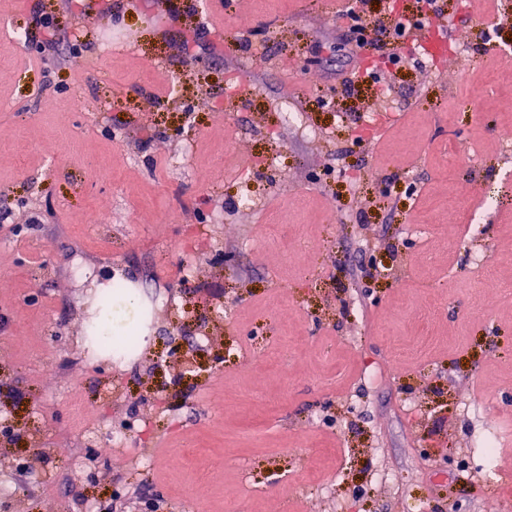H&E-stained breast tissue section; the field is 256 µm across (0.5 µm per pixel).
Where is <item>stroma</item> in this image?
Returning <instances> with one entry per match:
<instances>
[{
  "label": "stroma",
  "instance_id": "stroma-1",
  "mask_svg": "<svg viewBox=\"0 0 512 512\" xmlns=\"http://www.w3.org/2000/svg\"><path fill=\"white\" fill-rule=\"evenodd\" d=\"M8 2L26 40L0 32V211L20 229L0 232V512H110L131 487L142 512L198 496L206 512H502L512 155L494 130L512 123V0L430 15L468 50V80L417 30L403 63L370 52L386 86L351 95L338 85L359 55L334 0ZM463 143L480 158L449 173ZM490 183L504 205L471 238L493 252L478 279L440 204ZM120 278L155 305L138 361L118 369L79 338ZM198 334L209 344L189 353ZM478 401L501 410L492 476ZM188 448L189 469H172Z\"/></svg>",
  "mask_w": 512,
  "mask_h": 512
}]
</instances>
